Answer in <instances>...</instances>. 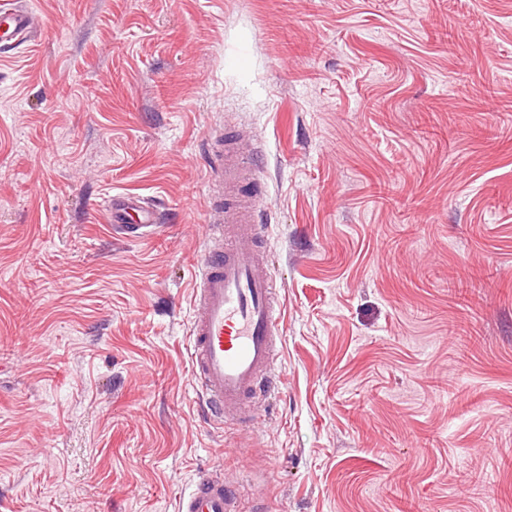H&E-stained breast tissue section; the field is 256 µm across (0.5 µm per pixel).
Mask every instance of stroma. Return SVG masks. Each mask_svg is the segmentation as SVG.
<instances>
[{"mask_svg": "<svg viewBox=\"0 0 512 512\" xmlns=\"http://www.w3.org/2000/svg\"><path fill=\"white\" fill-rule=\"evenodd\" d=\"M0 57V512H512V0H27ZM258 140L283 381L205 419L216 188ZM164 226L115 238L105 200ZM473 336L460 347L455 325ZM232 495L224 481L208 473L202 474L193 489L182 497L179 512H230Z\"/></svg>", "mask_w": 512, "mask_h": 512, "instance_id": "obj_1", "label": "stroma"}]
</instances>
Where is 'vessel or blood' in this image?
Instances as JSON below:
<instances>
[{
    "label": "vessel or blood",
    "mask_w": 512,
    "mask_h": 512,
    "mask_svg": "<svg viewBox=\"0 0 512 512\" xmlns=\"http://www.w3.org/2000/svg\"><path fill=\"white\" fill-rule=\"evenodd\" d=\"M35 21L20 0H0V47L35 39ZM223 204L211 205L205 234L210 246L197 259L188 355L209 417L237 426L248 418L257 393L275 386V360L282 347L284 310L270 259L258 244L253 198L246 185L258 170L238 141L218 143L211 169ZM115 235L140 240L157 227L155 212L140 196L115 194L108 201ZM232 495L222 479L202 474L178 512H231Z\"/></svg>",
    "instance_id": "obj_1"
}]
</instances>
